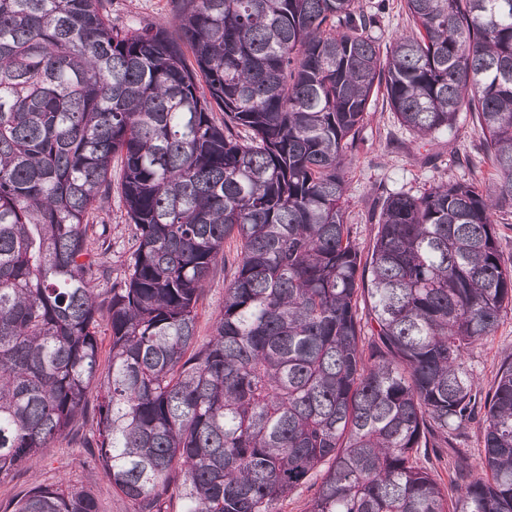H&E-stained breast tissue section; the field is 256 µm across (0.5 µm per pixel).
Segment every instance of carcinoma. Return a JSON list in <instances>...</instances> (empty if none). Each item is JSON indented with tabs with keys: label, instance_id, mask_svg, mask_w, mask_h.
<instances>
[{
	"label": "carcinoma",
	"instance_id": "cac0c4a2",
	"mask_svg": "<svg viewBox=\"0 0 512 512\" xmlns=\"http://www.w3.org/2000/svg\"><path fill=\"white\" fill-rule=\"evenodd\" d=\"M174 2L176 36L112 0H0V479L93 391L133 512H279L309 483L306 512H512V354L486 393L464 360L512 311V0H405L384 51L359 0ZM381 90L421 138L472 113L497 178L386 197L364 258L345 174ZM116 159L132 247L100 301ZM477 413L480 474L450 497L419 449ZM15 512L99 509L62 482ZM497 245L502 262L512 267V215L510 210L497 218ZM224 305V273L218 272L207 284L198 305L197 335L208 338L216 314Z\"/></svg>",
	"mask_w": 512,
	"mask_h": 512
}]
</instances>
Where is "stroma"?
<instances>
[{
  "label": "stroma",
  "instance_id": "1",
  "mask_svg": "<svg viewBox=\"0 0 512 512\" xmlns=\"http://www.w3.org/2000/svg\"><path fill=\"white\" fill-rule=\"evenodd\" d=\"M360 3L366 12L377 16L371 34L380 46H388L396 33L409 30L404 0ZM142 21L174 28L173 0H112L113 24L133 27ZM360 137V149L347 171L346 217L363 251L373 242L377 231L375 215L385 196L401 192L417 195L441 181L481 184L495 177L477 125L467 112L459 113L453 134L422 140L400 125L385 97L378 95L372 99ZM104 220L112 240L106 259L117 278L123 273L130 248L126 211L120 201H113ZM511 353L512 312L467 357V364L483 389L494 385L502 360ZM95 407V400H88L71 433L43 449L33 467L21 468L0 479V512H14L16 502L33 484L52 485L63 480L84 485L96 498L99 512H132L131 503L113 490L107 478L98 475L97 451L86 445ZM482 454L483 432L476 419L461 430L451 445L422 449L421 459L442 487L451 490L461 474L478 473Z\"/></svg>",
  "mask_w": 512,
  "mask_h": 512
}]
</instances>
